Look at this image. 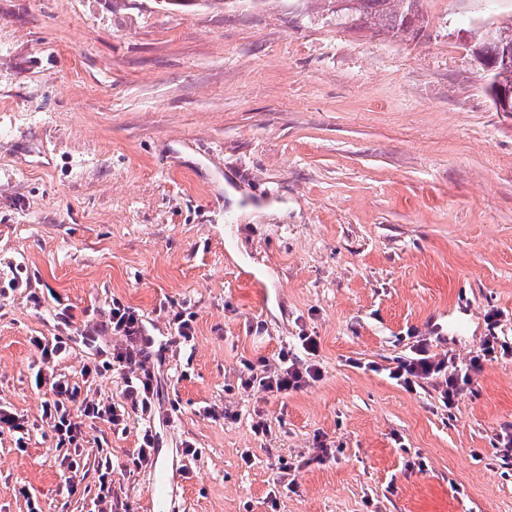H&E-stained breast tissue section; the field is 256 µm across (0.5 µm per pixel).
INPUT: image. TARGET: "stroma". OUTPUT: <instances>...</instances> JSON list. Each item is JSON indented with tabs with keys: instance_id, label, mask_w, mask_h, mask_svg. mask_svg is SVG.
<instances>
[{
	"instance_id": "35a3bbf8",
	"label": "stroma",
	"mask_w": 512,
	"mask_h": 512,
	"mask_svg": "<svg viewBox=\"0 0 512 512\" xmlns=\"http://www.w3.org/2000/svg\"><path fill=\"white\" fill-rule=\"evenodd\" d=\"M336 8L0 0V406L30 429L23 451L0 432V512H110L93 492L107 459L148 512L150 468L121 471L139 415L122 433L87 425L67 464L35 386L54 373L120 403V339L80 337L116 297L165 344L151 425L171 512H512L495 442L512 432V355L451 412L438 383L408 392L387 373L419 338L462 367L486 336L512 340V112L472 53L477 27L512 24V0H420L411 39L336 26ZM168 303L195 314L191 342ZM303 333L318 382L239 389L242 360L274 371ZM54 335L68 349L43 362L32 339Z\"/></svg>"
}]
</instances>
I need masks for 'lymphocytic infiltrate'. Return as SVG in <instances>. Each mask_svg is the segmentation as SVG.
Returning <instances> with one entry per match:
<instances>
[{
    "label": "lymphocytic infiltrate",
    "instance_id": "lymphocytic-infiltrate-1",
    "mask_svg": "<svg viewBox=\"0 0 512 512\" xmlns=\"http://www.w3.org/2000/svg\"><path fill=\"white\" fill-rule=\"evenodd\" d=\"M112 331L122 345L112 354L119 366L136 370L135 379L127 381L121 403L105 404L94 399L81 398L76 386L52 375L47 379L52 400L46 401L42 416L50 424L56 437L57 449L68 451L79 448L83 428L87 422L103 420L113 427H126L131 414L151 417L158 396V380L146 367L148 356L143 345L144 325L135 308L113 300L108 320L103 327L84 329L85 341L96 342L99 329ZM302 354L281 348L278 353L279 367L273 373L258 375L252 363H245L244 374L239 377L242 390L262 387L266 392L285 395L302 390L321 377V371L312 358L319 349L317 337L307 334L300 337ZM512 355V344L500 337L488 336L469 365L461 371L454 359L430 355L426 340L417 341L411 357L400 359L389 372V377L406 390L437 380L441 383L440 396L448 408H455L465 385L470 384L473 371L481 369L484 362L495 360L497 355Z\"/></svg>",
    "mask_w": 512,
    "mask_h": 512
}]
</instances>
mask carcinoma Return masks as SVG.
<instances>
[{"label": "carcinoma", "mask_w": 512, "mask_h": 512, "mask_svg": "<svg viewBox=\"0 0 512 512\" xmlns=\"http://www.w3.org/2000/svg\"><path fill=\"white\" fill-rule=\"evenodd\" d=\"M350 5L332 12L338 25H356L385 30L395 36H417L420 18L415 9L417 0H349ZM486 37L477 32L475 55L489 75L486 92L497 85L512 87V56L504 61V53L496 47L485 45Z\"/></svg>", "instance_id": "1"}]
</instances>
